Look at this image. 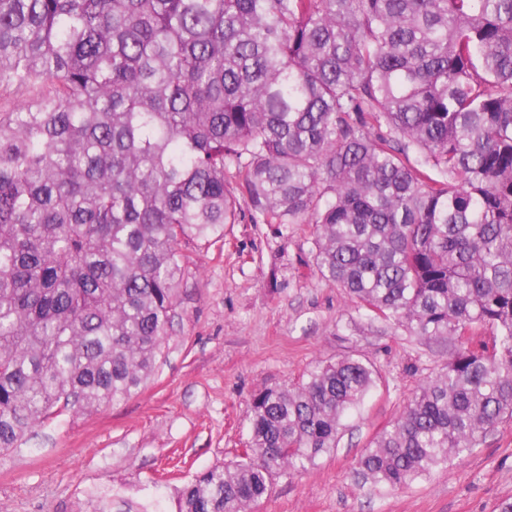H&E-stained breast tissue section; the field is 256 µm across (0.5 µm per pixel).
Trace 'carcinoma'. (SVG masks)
<instances>
[{"instance_id":"obj_1","label":"carcinoma","mask_w":512,"mask_h":512,"mask_svg":"<svg viewBox=\"0 0 512 512\" xmlns=\"http://www.w3.org/2000/svg\"><path fill=\"white\" fill-rule=\"evenodd\" d=\"M0 452L136 393L224 226L312 225L314 271L448 341L359 459L412 485L512 420V0H0ZM476 328L492 352L463 341ZM344 357L259 393L179 512H243L334 450Z\"/></svg>"}]
</instances>
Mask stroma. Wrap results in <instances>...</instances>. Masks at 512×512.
Here are the masks:
<instances>
[{"label": "stroma", "instance_id": "stroma-1", "mask_svg": "<svg viewBox=\"0 0 512 512\" xmlns=\"http://www.w3.org/2000/svg\"><path fill=\"white\" fill-rule=\"evenodd\" d=\"M311 249V225L247 219L225 227L223 244L190 245L155 372L131 397L39 424L0 454V512H91L104 495L117 507L178 512V488L244 446L255 393L346 356L379 378L336 449L303 474L275 478L249 512H500L512 502V420L407 489L363 484V449L450 348L367 319L313 273Z\"/></svg>", "mask_w": 512, "mask_h": 512}]
</instances>
